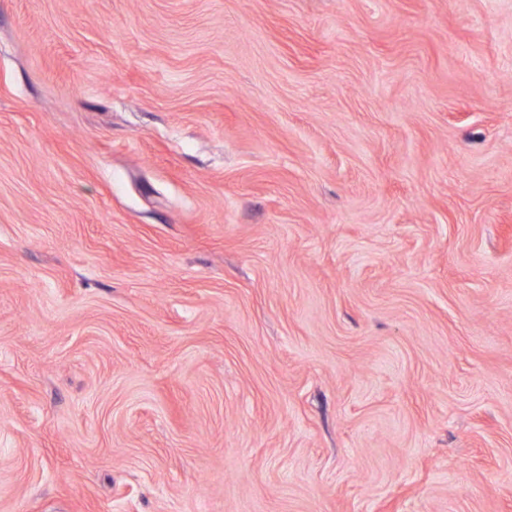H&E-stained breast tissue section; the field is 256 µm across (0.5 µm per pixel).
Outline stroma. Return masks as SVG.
Returning a JSON list of instances; mask_svg holds the SVG:
<instances>
[{"mask_svg":"<svg viewBox=\"0 0 512 512\" xmlns=\"http://www.w3.org/2000/svg\"><path fill=\"white\" fill-rule=\"evenodd\" d=\"M0 512H512V0H0Z\"/></svg>","mask_w":512,"mask_h":512,"instance_id":"stroma-1","label":"stroma"}]
</instances>
